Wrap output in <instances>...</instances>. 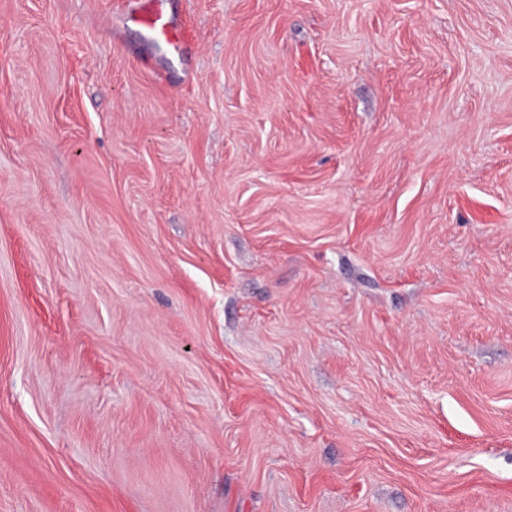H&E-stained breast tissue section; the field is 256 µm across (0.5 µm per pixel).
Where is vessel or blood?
Segmentation results:
<instances>
[{
  "mask_svg": "<svg viewBox=\"0 0 512 512\" xmlns=\"http://www.w3.org/2000/svg\"><path fill=\"white\" fill-rule=\"evenodd\" d=\"M167 0H128L124 16L136 23L144 43L165 49L169 59L179 58L183 27L166 11Z\"/></svg>",
  "mask_w": 512,
  "mask_h": 512,
  "instance_id": "1",
  "label": "vessel or blood"
}]
</instances>
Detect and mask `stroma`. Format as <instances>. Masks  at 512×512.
Instances as JSON below:
<instances>
[{
	"instance_id": "stroma-1",
	"label": "stroma",
	"mask_w": 512,
	"mask_h": 512,
	"mask_svg": "<svg viewBox=\"0 0 512 512\" xmlns=\"http://www.w3.org/2000/svg\"><path fill=\"white\" fill-rule=\"evenodd\" d=\"M0 0V512H512V0ZM168 0H131L124 17L136 23L144 43L165 49L169 60L179 58L183 43V27L167 14Z\"/></svg>"
}]
</instances>
